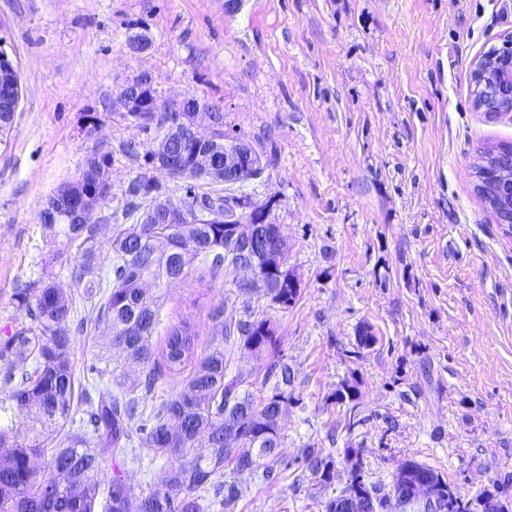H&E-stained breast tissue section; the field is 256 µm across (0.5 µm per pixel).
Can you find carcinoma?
Masks as SVG:
<instances>
[{
  "instance_id": "1",
  "label": "carcinoma",
  "mask_w": 512,
  "mask_h": 512,
  "mask_svg": "<svg viewBox=\"0 0 512 512\" xmlns=\"http://www.w3.org/2000/svg\"><path fill=\"white\" fill-rule=\"evenodd\" d=\"M119 116L144 130L164 131L169 113L157 112L151 123ZM166 155L147 151L139 171L122 190L123 204L102 216L112 224V267L105 270L97 254L101 224L74 223L75 204L88 196L100 202L99 190L111 186L112 152L102 162L86 166L76 182L62 185L42 205L39 217L52 243L57 245L51 262L76 250L78 264L71 270L83 286L82 306L76 297L59 288L53 274L39 286L18 289L13 300L25 311L30 324L0 336V383L9 389L0 401V412L30 423L31 435L20 436L9 425L0 426V512H234L240 489L224 480V472L254 468L256 459L267 460L262 480L278 481L286 468L277 452L285 428L291 396L288 365L274 361L264 380L276 378L270 393L257 396L245 388L241 374H230L224 346L241 342L259 356L277 345L273 321L249 304L244 315L226 321L215 315L214 335L221 341L198 359L182 386L159 406L147 410L145 399L154 391L162 369L180 372L195 359L194 335L187 323L169 328L160 352L152 344L162 296L144 288L152 281L173 282L183 277L194 262L213 271L235 267L242 260L241 247L258 225L259 216L249 211L248 195L223 196L196 191L195 174H182L187 182L180 204L187 212L208 204L220 216L229 213L236 222L215 224H143V210L163 195L156 174L164 172ZM300 286L260 270L250 293L284 308L291 306ZM105 324L112 345L123 353L124 363L138 366L140 377L125 381L124 367L92 366L97 379L81 386L71 359L74 337L88 324ZM162 453L174 459L163 481L136 493L117 474L103 483L105 452L130 456L143 465L142 451ZM51 454L52 474L36 467L35 460ZM302 459L321 484L336 478L331 456L306 448ZM419 472L435 477L444 496L453 492L443 476L414 461L395 475L393 495L402 496L401 512L423 509L427 502L411 491L407 481ZM356 495L377 507L385 499L355 476L336 496L328 499L325 512H335L336 500Z\"/></svg>"
}]
</instances>
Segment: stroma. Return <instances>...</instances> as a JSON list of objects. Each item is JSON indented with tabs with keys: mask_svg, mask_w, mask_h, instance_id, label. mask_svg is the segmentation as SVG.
I'll return each instance as SVG.
<instances>
[{
	"mask_svg": "<svg viewBox=\"0 0 512 512\" xmlns=\"http://www.w3.org/2000/svg\"><path fill=\"white\" fill-rule=\"evenodd\" d=\"M511 34L512 0H0V45L22 74L0 146V336L28 322L12 295L42 276L43 202L104 143L117 206L137 170L124 144L153 146L112 109L149 74L164 99L220 103L227 132L263 143L271 162L241 191L269 203L301 286L292 307L267 309L275 349L230 354L257 395L267 363L292 371L288 470L274 484L233 474L236 512H325L356 463L388 496L409 461L463 501L512 507V224L495 223L472 177L482 147L512 144V119L477 111L471 79ZM236 277L196 265L163 286L154 347L185 321L204 355L212 313H243L226 290ZM345 382L360 391L350 404L335 400ZM309 446L332 456L331 486L300 467ZM170 464L117 456L106 469L138 491Z\"/></svg>",
	"mask_w": 512,
	"mask_h": 512,
	"instance_id": "35a3bbf8",
	"label": "stroma"
}]
</instances>
